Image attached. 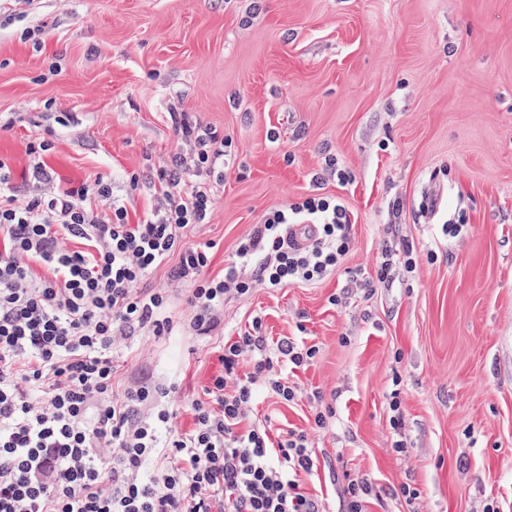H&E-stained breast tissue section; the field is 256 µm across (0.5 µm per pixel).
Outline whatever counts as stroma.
<instances>
[{
	"label": "stroma",
	"mask_w": 512,
	"mask_h": 512,
	"mask_svg": "<svg viewBox=\"0 0 512 512\" xmlns=\"http://www.w3.org/2000/svg\"><path fill=\"white\" fill-rule=\"evenodd\" d=\"M174 112L235 146L210 222L187 232L215 243L210 274L269 209L317 193L350 213L335 273L224 304L227 333L258 318L269 340L318 347L291 376L294 402L261 391L257 412L304 430L314 394L331 408L306 481L325 512L354 479L371 486L365 512H512V0H33L27 17L0 14V159L16 187L42 136L57 180L105 177L138 220L179 150ZM390 242L415 262L394 256L381 283ZM143 348L185 396L219 368L184 328L131 348L115 389Z\"/></svg>",
	"instance_id": "stroma-1"
}]
</instances>
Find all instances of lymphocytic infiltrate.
I'll use <instances>...</instances> for the list:
<instances>
[{
  "mask_svg": "<svg viewBox=\"0 0 512 512\" xmlns=\"http://www.w3.org/2000/svg\"><path fill=\"white\" fill-rule=\"evenodd\" d=\"M171 121L175 166L157 170V202L134 223L111 182L56 184L47 140L30 147L25 190L0 160V512H323L303 479L325 412L305 431L255 413L257 387L294 400L289 374L316 355L304 339L269 344L253 320L212 346L220 370L181 402L177 382L147 373L113 387L135 342L174 331L173 293L185 297L189 330L207 337L227 297L321 280L352 245L344 203L310 194L269 210L223 273L207 275L214 244L185 231L209 222L232 144L187 113ZM298 226L309 230L302 244ZM163 266L167 287H150Z\"/></svg>",
  "mask_w": 512,
  "mask_h": 512,
  "instance_id": "f902f5d3",
  "label": "lymphocytic infiltrate"
}]
</instances>
